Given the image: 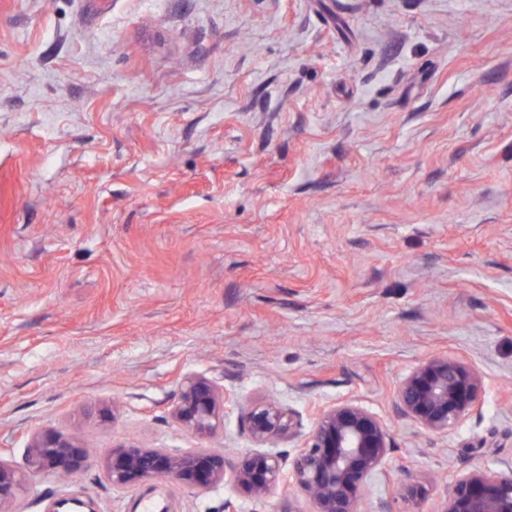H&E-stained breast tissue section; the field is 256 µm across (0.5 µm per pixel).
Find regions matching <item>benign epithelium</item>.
Returning a JSON list of instances; mask_svg holds the SVG:
<instances>
[{
    "label": "benign epithelium",
    "mask_w": 512,
    "mask_h": 512,
    "mask_svg": "<svg viewBox=\"0 0 512 512\" xmlns=\"http://www.w3.org/2000/svg\"><path fill=\"white\" fill-rule=\"evenodd\" d=\"M485 392L479 368L459 354L440 352L405 371L394 392L397 413L423 431L446 436L481 411ZM235 395L220 390L209 378L192 374L180 382L172 417L179 427L198 435H214L224 427V409ZM239 427L257 450L232 461L224 451L196 448H150L125 443L112 450L103 468L115 492L150 488L160 481L201 492L229 481L257 501L282 485L297 488L313 505L312 512H361L369 482L387 472L392 448L389 428L357 398L338 399L313 416L296 454L271 453L282 440L294 437L288 408L276 402L241 407ZM85 457L78 438L56 431L32 437L25 448L29 470L77 474ZM25 476L0 459V512L23 487ZM98 512L94 500L61 498L47 512ZM437 512H512V460L494 466L454 471L446 498Z\"/></svg>",
    "instance_id": "obj_1"
}]
</instances>
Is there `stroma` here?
Returning <instances> with one entry per match:
<instances>
[{"instance_id": "35a3bbf8", "label": "stroma", "mask_w": 512, "mask_h": 512, "mask_svg": "<svg viewBox=\"0 0 512 512\" xmlns=\"http://www.w3.org/2000/svg\"><path fill=\"white\" fill-rule=\"evenodd\" d=\"M465 354L482 411L437 438L394 390ZM359 398L393 440L363 512H437L433 474L512 458V0H0V458L78 435L12 512H309L298 491L115 493L114 446L254 451L170 416ZM425 485L422 503L397 485ZM233 402L234 393L220 390L203 375L192 374L180 382L171 414L184 432L214 435L224 427L226 404ZM85 457L78 438L56 431H43L32 437L25 448V461L33 472L42 470L77 474ZM78 508L80 510H71ZM46 512H98L94 500L79 497L61 498L54 500Z\"/></svg>"}]
</instances>
